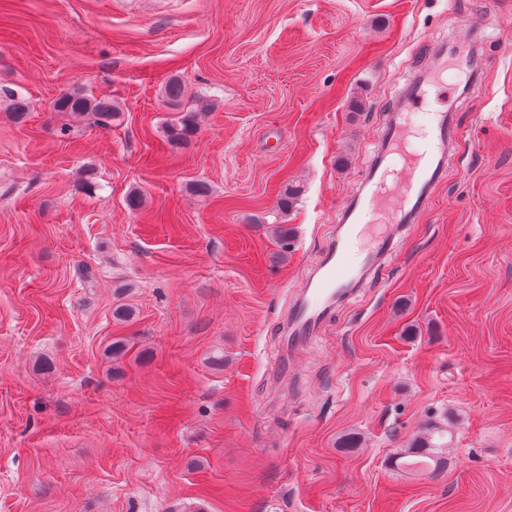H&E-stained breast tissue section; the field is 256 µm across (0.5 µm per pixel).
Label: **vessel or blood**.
I'll return each mask as SVG.
<instances>
[{
	"label": "vessel or blood",
	"instance_id": "1",
	"mask_svg": "<svg viewBox=\"0 0 512 512\" xmlns=\"http://www.w3.org/2000/svg\"><path fill=\"white\" fill-rule=\"evenodd\" d=\"M472 71L466 43L450 53L420 61L408 79L381 141L389 164L374 165L358 194L342 211L339 235L323 253L288 311V341L317 335L336 300L348 296L390 245L387 231L405 223L423 206L440 178L449 141L458 132L447 113L427 124L414 116L449 82L464 83Z\"/></svg>",
	"mask_w": 512,
	"mask_h": 512
}]
</instances>
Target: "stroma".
Here are the masks:
<instances>
[{
	"instance_id": "1",
	"label": "stroma",
	"mask_w": 512,
	"mask_h": 512,
	"mask_svg": "<svg viewBox=\"0 0 512 512\" xmlns=\"http://www.w3.org/2000/svg\"><path fill=\"white\" fill-rule=\"evenodd\" d=\"M467 18L430 201L286 356L410 69ZM174 75L214 103L177 149ZM72 91L119 121L54 111ZM448 419L447 469L390 467ZM0 512H512V0H0Z\"/></svg>"
}]
</instances>
